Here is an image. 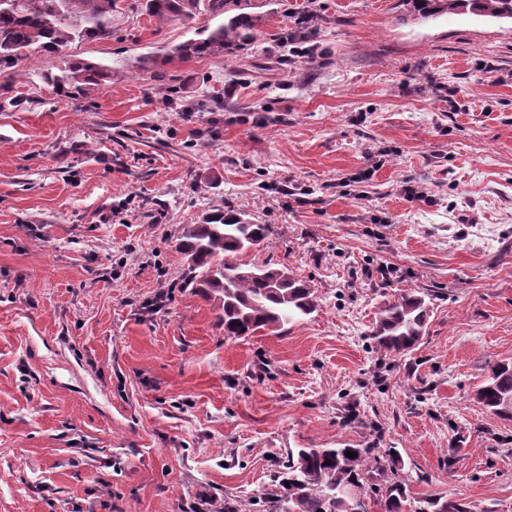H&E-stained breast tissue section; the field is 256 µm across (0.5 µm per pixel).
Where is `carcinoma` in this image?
I'll list each match as a JSON object with an SVG mask.
<instances>
[{"label":"carcinoma","mask_w":512,"mask_h":512,"mask_svg":"<svg viewBox=\"0 0 512 512\" xmlns=\"http://www.w3.org/2000/svg\"><path fill=\"white\" fill-rule=\"evenodd\" d=\"M429 15L468 11L480 17L512 20V0H419ZM199 0H143L141 8L159 24L190 19ZM119 0H10L0 2V72L26 71L29 48L47 53L67 50L75 42L105 38L112 33V17ZM251 28L232 18L201 37L175 47L180 59L222 54L250 42ZM57 94L77 99L103 90L112 83V68L72 59L59 72L44 74ZM266 224H255L239 208L215 209L198 224L180 229L178 253L183 278L208 300L224 327V336L241 338L259 331L276 333L298 318L312 314L317 296L310 282L284 268L255 266L239 260L247 245L260 244L268 235ZM429 306L414 288L400 291L383 303L370 330L375 346L399 357L419 342L429 319ZM489 412L512 407V363L500 362L475 391ZM355 454L350 458L345 452ZM388 459L400 463L391 449L380 454L373 448H299L288 452V472L280 480L282 494L275 512H407L408 480L397 473L384 478ZM382 483L377 484V477ZM420 512H472L463 498L429 496Z\"/></svg>","instance_id":"1"}]
</instances>
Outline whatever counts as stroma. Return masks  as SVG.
<instances>
[{
  "label": "stroma",
  "instance_id": "obj_1",
  "mask_svg": "<svg viewBox=\"0 0 512 512\" xmlns=\"http://www.w3.org/2000/svg\"><path fill=\"white\" fill-rule=\"evenodd\" d=\"M138 2L0 73V512H272L289 450L346 445L396 449L412 503L512 512V420L474 397L512 360V22L225 0L159 25ZM241 13L244 49L170 57ZM73 58L111 84L54 93ZM224 204L270 227L243 262L317 311L225 337L176 252ZM405 288L429 324L392 357L369 331ZM420 512H473L470 504L463 498L447 496H429L422 501Z\"/></svg>",
  "mask_w": 512,
  "mask_h": 512
}]
</instances>
